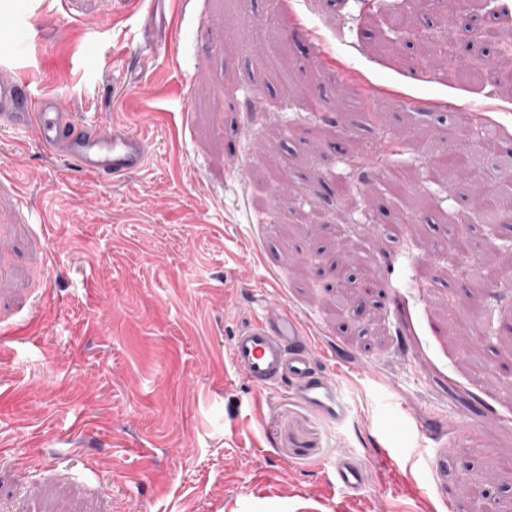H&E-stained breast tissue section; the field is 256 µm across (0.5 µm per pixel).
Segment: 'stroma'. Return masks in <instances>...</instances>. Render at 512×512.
Wrapping results in <instances>:
<instances>
[{
  "instance_id": "obj_1",
  "label": "stroma",
  "mask_w": 512,
  "mask_h": 512,
  "mask_svg": "<svg viewBox=\"0 0 512 512\" xmlns=\"http://www.w3.org/2000/svg\"><path fill=\"white\" fill-rule=\"evenodd\" d=\"M447 11L0 0V83L148 149L114 180L0 124V512H496L512 286L475 292L450 254L463 225L476 256L511 258L512 209L484 223L469 181L422 174L465 149L457 113L477 105L500 131L491 178L512 152V0H479L490 48L449 43ZM444 42L478 72L417 66ZM393 168L427 207L403 206ZM351 254L371 281H350ZM277 302L317 331L344 422L237 369L233 336ZM340 454L360 490L337 482ZM337 480L346 488L357 490L363 483L361 467L348 455L340 456L334 463Z\"/></svg>"
}]
</instances>
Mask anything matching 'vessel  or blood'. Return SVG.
I'll use <instances>...</instances> for the list:
<instances>
[{"label": "vessel or blood", "mask_w": 512, "mask_h": 512, "mask_svg": "<svg viewBox=\"0 0 512 512\" xmlns=\"http://www.w3.org/2000/svg\"><path fill=\"white\" fill-rule=\"evenodd\" d=\"M36 119L45 147L64 152L83 170L119 177L140 169L146 158L144 141L133 134L107 135L64 112L59 98H34L28 84L13 80L0 84V120L24 127ZM233 358L253 385L289 387L291 393L319 413L336 421L348 415L336 381L319 365L312 349L309 326L287 307L273 304L235 336ZM337 480L355 490L363 482L360 466L347 455L337 458Z\"/></svg>", "instance_id": "obj_1"}]
</instances>
